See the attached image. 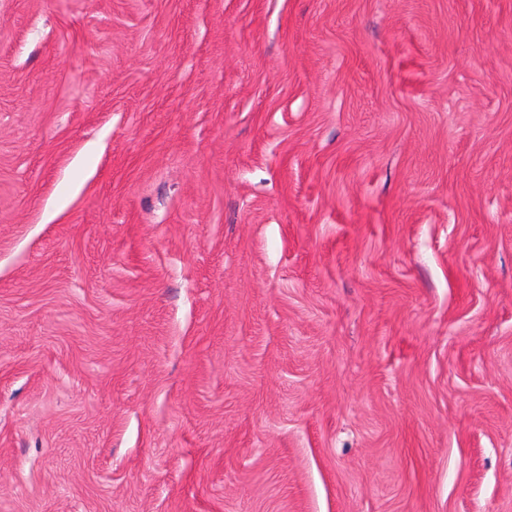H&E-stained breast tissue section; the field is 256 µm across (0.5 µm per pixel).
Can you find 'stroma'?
I'll return each instance as SVG.
<instances>
[{"label":"stroma","instance_id":"obj_1","mask_svg":"<svg viewBox=\"0 0 512 512\" xmlns=\"http://www.w3.org/2000/svg\"><path fill=\"white\" fill-rule=\"evenodd\" d=\"M0 512H512V0H0Z\"/></svg>","mask_w":512,"mask_h":512}]
</instances>
